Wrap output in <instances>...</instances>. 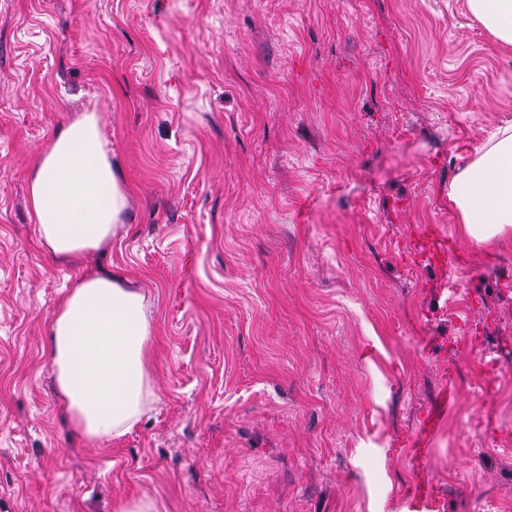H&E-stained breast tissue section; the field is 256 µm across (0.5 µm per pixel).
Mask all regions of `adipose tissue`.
I'll list each match as a JSON object with an SVG mask.
<instances>
[{
    "mask_svg": "<svg viewBox=\"0 0 512 512\" xmlns=\"http://www.w3.org/2000/svg\"><path fill=\"white\" fill-rule=\"evenodd\" d=\"M468 3L501 42L512 44V0ZM128 192L93 112L62 126L30 170L28 201L40 239L62 259L111 240ZM448 198L470 240L512 245L511 124L460 169ZM151 333L144 297L122 275L87 273L59 302L49 325L51 358L72 425L87 442L125 435L155 402L147 372Z\"/></svg>",
    "mask_w": 512,
    "mask_h": 512,
    "instance_id": "adipose-tissue-1",
    "label": "adipose tissue"
}]
</instances>
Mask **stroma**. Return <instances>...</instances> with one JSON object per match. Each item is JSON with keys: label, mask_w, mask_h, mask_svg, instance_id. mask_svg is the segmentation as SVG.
I'll return each mask as SVG.
<instances>
[{"label": "stroma", "mask_w": 512, "mask_h": 512, "mask_svg": "<svg viewBox=\"0 0 512 512\" xmlns=\"http://www.w3.org/2000/svg\"><path fill=\"white\" fill-rule=\"evenodd\" d=\"M86 112L131 193L59 260L30 167ZM509 123L467 0H0V512H512V248L448 199ZM89 271L152 318L158 398L109 445L50 354Z\"/></svg>", "instance_id": "stroma-1"}]
</instances>
